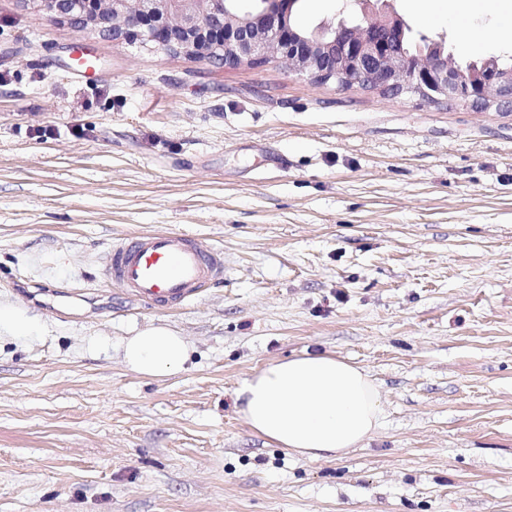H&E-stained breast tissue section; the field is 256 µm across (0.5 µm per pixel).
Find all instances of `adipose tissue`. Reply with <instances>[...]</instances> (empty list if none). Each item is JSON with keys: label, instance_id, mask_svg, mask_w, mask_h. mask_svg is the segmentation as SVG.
Here are the masks:
<instances>
[{"label": "adipose tissue", "instance_id": "obj_1", "mask_svg": "<svg viewBox=\"0 0 512 512\" xmlns=\"http://www.w3.org/2000/svg\"><path fill=\"white\" fill-rule=\"evenodd\" d=\"M123 360L149 377L180 371L189 358L183 336L153 326L122 342ZM236 407L257 435L298 456H344L378 427L377 387L362 369L331 354L304 353L267 365L235 392Z\"/></svg>", "mask_w": 512, "mask_h": 512}]
</instances>
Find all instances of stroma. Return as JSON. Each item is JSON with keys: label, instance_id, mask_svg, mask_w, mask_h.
<instances>
[{"label": "stroma", "instance_id": "1", "mask_svg": "<svg viewBox=\"0 0 512 512\" xmlns=\"http://www.w3.org/2000/svg\"><path fill=\"white\" fill-rule=\"evenodd\" d=\"M387 5L459 65L512 60V31L482 36L512 0H473L466 53L448 0L436 21ZM337 16L362 20L297 5L309 28ZM0 75V298L40 325L0 342V512H512V112L213 66L29 0H0ZM151 229L205 238L223 280L171 313L128 298L106 252ZM149 326L185 337L182 371L124 364ZM304 352L381 394L344 458L288 454L235 405Z\"/></svg>", "mask_w": 512, "mask_h": 512}]
</instances>
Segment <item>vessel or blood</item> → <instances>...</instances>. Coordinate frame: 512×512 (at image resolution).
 I'll list each match as a JSON object with an SVG mask.
<instances>
[{"instance_id":"obj_1","label":"vessel or blood","mask_w":512,"mask_h":512,"mask_svg":"<svg viewBox=\"0 0 512 512\" xmlns=\"http://www.w3.org/2000/svg\"><path fill=\"white\" fill-rule=\"evenodd\" d=\"M104 275L131 299L168 310L220 281L224 255L203 238L153 230L115 239L106 256Z\"/></svg>"}]
</instances>
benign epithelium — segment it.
I'll return each mask as SVG.
<instances>
[{
	"label": "benign epithelium",
	"instance_id": "7a95c632",
	"mask_svg": "<svg viewBox=\"0 0 512 512\" xmlns=\"http://www.w3.org/2000/svg\"><path fill=\"white\" fill-rule=\"evenodd\" d=\"M53 19L81 24L80 31L115 41L141 37L169 52L235 66L280 61L314 81L390 94L412 93L430 103L461 97L476 106L512 111V74L493 68L466 70L437 45L424 52L405 48L409 27L378 3L353 0L364 24L325 20L312 29L294 26L299 0H30Z\"/></svg>",
	"mask_w": 512,
	"mask_h": 512
}]
</instances>
